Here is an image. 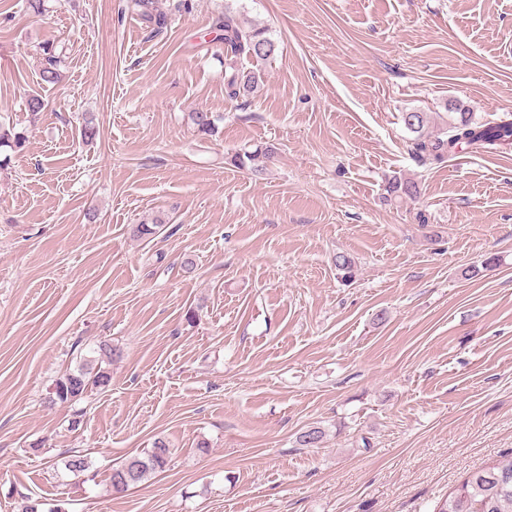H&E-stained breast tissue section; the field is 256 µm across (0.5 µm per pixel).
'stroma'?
Masks as SVG:
<instances>
[{"label":"stroma","mask_w":512,"mask_h":512,"mask_svg":"<svg viewBox=\"0 0 512 512\" xmlns=\"http://www.w3.org/2000/svg\"><path fill=\"white\" fill-rule=\"evenodd\" d=\"M127 2L0 0V123L28 136L0 168V512H433L512 450V148L424 167L402 115L512 113V0H158L156 35ZM228 3L276 45L243 108ZM266 146L261 175L226 161ZM397 172L416 199L383 200ZM103 341L71 429L48 398ZM158 437L169 465L113 494Z\"/></svg>","instance_id":"1"}]
</instances>
